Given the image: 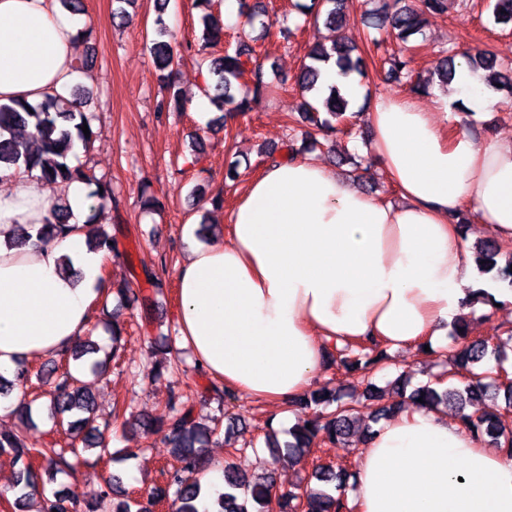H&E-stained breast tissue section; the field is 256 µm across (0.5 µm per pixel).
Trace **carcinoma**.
I'll use <instances>...</instances> for the list:
<instances>
[{
  "instance_id": "cac0c4a2",
  "label": "carcinoma",
  "mask_w": 512,
  "mask_h": 512,
  "mask_svg": "<svg viewBox=\"0 0 512 512\" xmlns=\"http://www.w3.org/2000/svg\"><path fill=\"white\" fill-rule=\"evenodd\" d=\"M296 8L314 21L322 20L336 30L346 26L354 0H313L311 4H296ZM447 12V0H384L383 7L369 14V27L385 33L396 42L397 48H388L386 40L367 35L366 45L372 48L374 56L387 68V75L395 81H405L413 92L426 88L421 79L413 78L411 57L405 54L409 43L417 35L423 34L426 17L443 15ZM495 20L499 24H512V0H495L493 6ZM203 40L209 45L224 42V27L218 25L209 14L201 16ZM245 26L235 45L224 50V55L214 58L208 64V77L203 93L218 111L230 116H244L252 111L260 96L268 87L267 75L257 56L255 39L250 31L259 27L269 32L273 26L266 7L260 6L248 15ZM176 36L162 17H157L152 38L149 39V52L159 80L172 94L161 103L167 110L183 112L189 104V97L180 90H173L172 76L175 59L178 58ZM461 57L468 66L487 73L489 82L494 85L512 87V68L500 64L487 50L470 49L451 55L440 53L432 61L430 73L448 82L456 71V57ZM335 59L340 74L348 76L365 74L366 59L358 48L342 38L330 45H316L309 49L307 62L293 76L294 85L303 93H311L318 82L320 64ZM330 94L322 101V107L306 103L299 113L298 122L303 124L302 145L319 147L335 138L339 132L348 135L367 132L360 129V113L348 110L349 101L338 93V88H329ZM88 104L90 97L85 92L70 90L69 96L48 95L36 105L27 101L15 100L10 104H0V171L38 169L43 182L53 187L60 183L83 181L95 186L92 197L97 200L112 198V185L96 177L91 169L73 165L75 142L89 149L96 132L93 131L94 115L86 111H75L73 102ZM88 126L90 136H85L82 127ZM55 222L44 224L38 231L43 238L64 237L81 230L69 223L70 211L61 204L53 205ZM112 235L96 226L94 239L89 247L109 256L114 250L110 245ZM474 258L480 272L494 273V278L512 290V251L504 255L502 245L495 239H488L476 246ZM119 297L120 303L130 305L138 301V295L130 285L117 291L100 294L101 313L110 315L108 301L110 295ZM94 329H89L74 348L60 354V360H51V371L55 374L53 389L47 393L49 414L53 426L66 436L64 442L48 441L44 434L29 425L30 404L21 401L12 409L21 422L22 428L14 431H0V452L13 455L20 469L15 488L20 495L15 498V508L20 509L24 501L40 493L37 485V462L48 465L55 474L72 466L73 462L97 465L111 462L114 454L108 448L104 433L100 431L94 398L87 387L81 367L70 365L86 354L98 350L92 339ZM111 346L102 360L90 364V371L101 376L109 364L119 359V345L122 327L112 324ZM472 327L465 322L455 331L457 342L449 348L448 376L458 378L460 386L438 389L430 383L421 385L409 392L414 406L437 407L441 404L454 407L459 413L463 426L478 435L489 445L512 456V429L506 430L502 415L486 413L475 417L467 413L468 407L487 397L504 398V410L512 408V378L504 377L496 369L502 362L501 352L485 342L470 339ZM378 346H346L336 350L334 364L345 370L359 368L367 375L364 398L367 401H381L382 391L373 382L375 374L384 369L386 358L374 357L371 352ZM182 361L162 352V357L154 363L151 374L163 372L175 374L181 371ZM170 413L164 419L151 417L137 418L141 433L150 437L164 433L169 440L181 467L167 473L162 484L154 486L146 496L133 498L122 488V477L111 473L104 486L95 495L94 509L109 507L111 512H153L154 507L163 501L172 504L174 512H199L198 502L202 496L201 477L207 470L203 455L211 438L219 433L218 425L202 427L192 418L191 410L183 406L182 395L173 394L169 398ZM290 409L310 410L312 415L296 424L288 431L291 440L281 444L275 435H265V444L271 449L276 460L288 458L300 461L313 453V446L320 442L325 446L337 445L354 434L356 408L349 404L343 395L323 386L306 393L291 403ZM403 412V404L391 403L378 406L372 416L378 423ZM95 450V458L86 453ZM351 477L349 467L344 464L314 465L311 481L298 484L281 494L288 512H298L299 499H304L307 512H350L351 507L345 497L344 488ZM272 487L271 477L261 482L251 479L248 473L235 465L224 467V493L216 500V512H263ZM43 506L40 512H71L78 503V497L65 490H56L52 495H42Z\"/></svg>"
}]
</instances>
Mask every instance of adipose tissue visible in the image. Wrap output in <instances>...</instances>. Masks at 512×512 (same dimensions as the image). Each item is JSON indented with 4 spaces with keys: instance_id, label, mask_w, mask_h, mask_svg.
I'll return each mask as SVG.
<instances>
[{
    "instance_id": "ef3b65f1",
    "label": "adipose tissue",
    "mask_w": 512,
    "mask_h": 512,
    "mask_svg": "<svg viewBox=\"0 0 512 512\" xmlns=\"http://www.w3.org/2000/svg\"><path fill=\"white\" fill-rule=\"evenodd\" d=\"M84 16L58 0H0V104L41 102L93 82L76 67ZM457 94L429 106L380 96L365 110L371 149L399 194L377 200L300 154L250 178L229 215V239L192 246L176 269L177 350L210 379L269 406L303 396L333 342L372 337L391 349L447 347L478 275L456 222L512 241V139L448 130L461 107L497 99L466 63ZM37 173L0 191V374L74 345L89 320L103 255L85 232L7 247L18 226L53 220ZM358 512H512V458L441 409L381 424L357 457L348 492Z\"/></svg>"
}]
</instances>
